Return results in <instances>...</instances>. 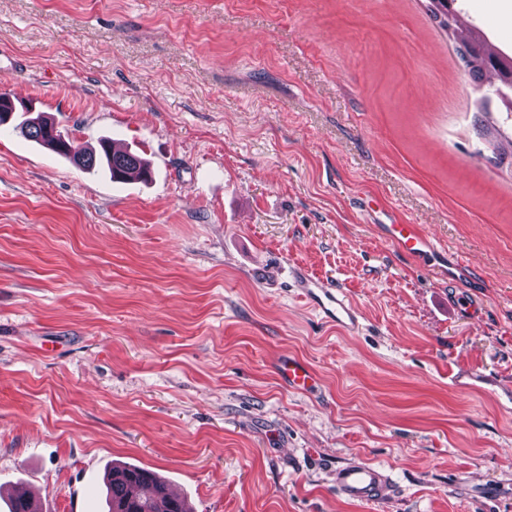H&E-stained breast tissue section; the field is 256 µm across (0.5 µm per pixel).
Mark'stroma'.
Wrapping results in <instances>:
<instances>
[{"label": "stroma", "instance_id": "stroma-1", "mask_svg": "<svg viewBox=\"0 0 512 512\" xmlns=\"http://www.w3.org/2000/svg\"><path fill=\"white\" fill-rule=\"evenodd\" d=\"M426 0H0V94L148 180L0 131V512H512V117ZM418 225L448 274L381 227ZM352 297L343 334L296 296ZM477 309L467 314L463 303ZM317 390L289 391L279 358ZM394 498L339 495L336 467ZM293 282L300 298L317 311L325 323L343 330H358L361 314L342 290L304 268L295 270ZM277 374L283 384L296 393H309L317 386V377L310 367L294 356L281 359ZM389 474L381 467L366 462H351L336 469L334 483L346 498L379 503L387 499L392 491ZM108 512H192L190 503L169 492L155 472L135 465L112 466L106 477Z\"/></svg>", "mask_w": 512, "mask_h": 512}]
</instances>
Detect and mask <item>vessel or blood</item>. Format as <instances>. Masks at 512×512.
I'll use <instances>...</instances> for the list:
<instances>
[{
    "mask_svg": "<svg viewBox=\"0 0 512 512\" xmlns=\"http://www.w3.org/2000/svg\"><path fill=\"white\" fill-rule=\"evenodd\" d=\"M382 230L390 243L409 256L425 261L436 253L433 242L420 233L417 225L386 224ZM293 282L300 298L317 311L325 323L343 330H358L361 314L342 290L303 268L296 270ZM277 374L283 384L296 393L311 392L317 385L315 373L294 356L278 362ZM334 483L342 496L367 503L382 502L392 491L391 478L383 468L360 461L338 467Z\"/></svg>",
    "mask_w": 512,
    "mask_h": 512,
    "instance_id": "vessel-or-blood-1",
    "label": "vessel or blood"
}]
</instances>
